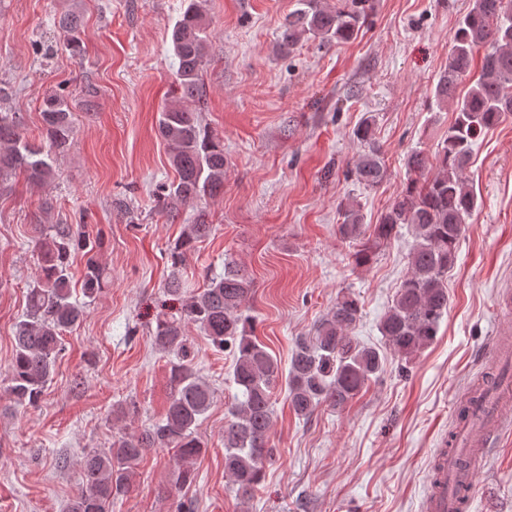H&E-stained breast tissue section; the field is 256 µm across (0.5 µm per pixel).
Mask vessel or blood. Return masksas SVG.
Returning a JSON list of instances; mask_svg holds the SVG:
<instances>
[{"instance_id": "1", "label": "vessel or blood", "mask_w": 512, "mask_h": 512, "mask_svg": "<svg viewBox=\"0 0 512 512\" xmlns=\"http://www.w3.org/2000/svg\"><path fill=\"white\" fill-rule=\"evenodd\" d=\"M512 408V392L501 386L484 387L476 406L454 429L451 448L438 449L432 465L423 512H463L478 467L476 453L491 448L494 439L512 429L505 415Z\"/></svg>"}]
</instances>
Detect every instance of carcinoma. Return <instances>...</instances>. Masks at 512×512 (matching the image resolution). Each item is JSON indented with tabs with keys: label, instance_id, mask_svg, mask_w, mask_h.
<instances>
[{
	"label": "carcinoma",
	"instance_id": "cac0c4a2",
	"mask_svg": "<svg viewBox=\"0 0 512 512\" xmlns=\"http://www.w3.org/2000/svg\"><path fill=\"white\" fill-rule=\"evenodd\" d=\"M375 9V0H299L281 27L279 46L291 49L308 38L322 45L350 40ZM54 25L63 33L72 55L85 53L80 38L82 20L73 13L61 15ZM207 25L198 0H188L171 31L178 59L176 81L179 100L165 106L159 119V134L167 143L177 177L159 186L158 211L174 217L197 200L214 197L224 189V144L202 126L190 103L204 96L201 70L206 52ZM448 68L433 89L438 106L452 105L455 118L448 135L437 148V173L424 181L412 179L374 225L372 240L356 253V261L368 264L376 249L402 226L412 228L414 244L409 271L392 305L380 321L379 330L394 352L408 357L430 344L448 309V270L456 261L457 247L466 217L477 208V194L468 187L463 172L472 156V145L481 133L512 113V0H474L457 21L451 34ZM484 48L482 69L465 94L459 85L473 61L474 50ZM42 121L49 151L23 139L14 112L0 111V185L21 174L32 186L53 178L52 152L65 148L72 136L74 112L67 97L53 94L43 100ZM362 146L355 166V179L366 187L377 186L385 169L371 119L354 131ZM431 166L421 150L407 155L406 167L422 173ZM343 223L338 232L355 240L364 235V217L359 207L339 206ZM207 224H189L171 252L172 266L183 261L182 248L205 237ZM93 252L100 240L86 242L81 225L53 224L39 241V272L28 289L26 308L15 324L14 353L7 390L19 406L36 404L62 353L63 333L79 323L86 305L72 299L70 260L78 247ZM104 273L96 259L87 258L82 290L87 298L103 286ZM252 293V280L235 262L208 279L206 287L189 294L178 273L165 287L176 309L163 308L152 329L155 347L168 355L171 393L165 417L136 433H125L106 451L92 450L80 462L85 491L69 502L67 512H109L114 500L131 488L136 467L153 448L174 451L173 483L183 487L194 479L193 460L205 451L199 426L214 399V391L196 373L193 343L186 326L195 324L211 345L236 351L233 379L241 398L229 408L224 425V471L246 499L263 478L264 461L273 454L269 446L272 399L283 384L294 414L311 417L324 403L342 407L360 394L383 371L385 358L373 346L360 345L349 331L360 317L356 299L342 296L319 321L315 334L300 341L283 371L257 337L251 334L245 314Z\"/></svg>",
	"mask_w": 512,
	"mask_h": 512
}]
</instances>
